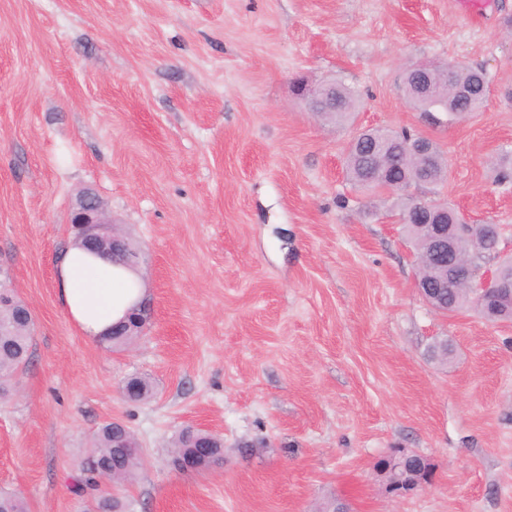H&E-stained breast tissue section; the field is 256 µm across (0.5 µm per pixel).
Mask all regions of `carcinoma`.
Instances as JSON below:
<instances>
[{
    "instance_id": "1",
    "label": "carcinoma",
    "mask_w": 512,
    "mask_h": 512,
    "mask_svg": "<svg viewBox=\"0 0 512 512\" xmlns=\"http://www.w3.org/2000/svg\"><path fill=\"white\" fill-rule=\"evenodd\" d=\"M403 90L413 105L424 112H448L461 118L482 107L489 94V85L482 70L456 64L452 67L428 64L421 68L414 64L404 73ZM358 107L357 93L344 82L336 81V105L323 104V119L342 124L350 120ZM409 134L389 129H375L350 141L345 158L347 175L357 187L383 190L391 182L408 186L420 184L433 193L447 180L448 165L436 143L431 150L419 155L405 147ZM417 202L403 198L401 212L406 232L415 250L419 278L426 279L430 268L426 262L432 242L428 234L418 228L425 223L426 215L416 209ZM462 257L477 271L495 257L494 241L485 238L482 226L473 234L457 240ZM435 302L452 313L470 306L489 317L502 308L509 307V295H495L488 304L477 305L464 278L448 287L438 289ZM30 310L21 301L0 304V320L9 322L12 331L0 333V400L11 395V381L29 362L32 329ZM208 442L212 447H224V440L193 427H185L173 438L171 448L175 453H188L198 444ZM95 462L112 472L116 491L98 503L104 512H129L130 503L121 496L119 488L132 482L141 466V448L135 434L117 421H107L98 429L93 443ZM94 490L93 477L87 474L86 462H81L80 476L75 479L73 491L77 495ZM0 512H28L27 504L16 492L0 491Z\"/></svg>"
}]
</instances>
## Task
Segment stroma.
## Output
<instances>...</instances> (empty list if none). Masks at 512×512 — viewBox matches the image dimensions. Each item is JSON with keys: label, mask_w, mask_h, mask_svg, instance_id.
<instances>
[{"label": "stroma", "mask_w": 512, "mask_h": 512, "mask_svg": "<svg viewBox=\"0 0 512 512\" xmlns=\"http://www.w3.org/2000/svg\"><path fill=\"white\" fill-rule=\"evenodd\" d=\"M510 18L512 0L473 23L455 0H0V260L34 318L0 401V490L85 512L70 478L119 419L142 448L131 512H512V322L432 310L399 195L344 168L362 128L433 140L440 198L502 225L512 258V181L491 164L512 153ZM420 60L483 69L481 111L416 109L401 80ZM329 77L359 92L354 125L297 98ZM88 189L145 256L153 321L119 352L57 297ZM439 339L449 363L428 357ZM135 374L149 400L123 396ZM187 426L223 437V466L171 468ZM397 448L433 465L400 499L375 468Z\"/></svg>", "instance_id": "1"}]
</instances>
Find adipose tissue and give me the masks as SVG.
Segmentation results:
<instances>
[{
  "mask_svg": "<svg viewBox=\"0 0 512 512\" xmlns=\"http://www.w3.org/2000/svg\"><path fill=\"white\" fill-rule=\"evenodd\" d=\"M55 279L63 311L93 342L146 294L137 272L115 270L108 261L73 246L60 256Z\"/></svg>",
  "mask_w": 512,
  "mask_h": 512,
  "instance_id": "obj_1",
  "label": "adipose tissue"
}]
</instances>
